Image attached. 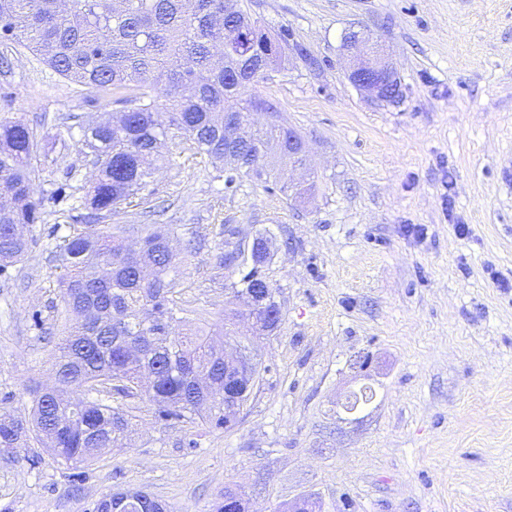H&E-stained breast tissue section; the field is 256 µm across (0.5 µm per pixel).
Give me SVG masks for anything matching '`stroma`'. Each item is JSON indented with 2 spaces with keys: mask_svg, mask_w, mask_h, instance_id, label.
<instances>
[{
  "mask_svg": "<svg viewBox=\"0 0 512 512\" xmlns=\"http://www.w3.org/2000/svg\"><path fill=\"white\" fill-rule=\"evenodd\" d=\"M244 5L288 35L284 63L247 91L303 136L306 169L288 178L313 181V196L226 185L176 142L116 222L130 243L148 224L200 242L182 254L175 289L187 317L211 324L249 270L219 268L218 256L268 237L283 321L242 337L258 354L254 392L229 430L157 421L141 400L131 441L77 480L39 443L0 453V512H94L126 489L168 512H215L228 488L253 512H285L302 495L316 512H512V0ZM360 28L389 52L398 104L348 80L343 37ZM119 109L0 45V119H23L49 153L37 193L71 176L0 277V404L22 419L31 386L52 377L64 324L53 254L87 214L92 175L89 156L57 135L68 115ZM363 387L371 402L346 411Z\"/></svg>",
  "mask_w": 512,
  "mask_h": 512,
  "instance_id": "stroma-1",
  "label": "stroma"
}]
</instances>
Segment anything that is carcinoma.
Listing matches in <instances>:
<instances>
[{
  "instance_id": "cac0c4a2",
  "label": "carcinoma",
  "mask_w": 512,
  "mask_h": 512,
  "mask_svg": "<svg viewBox=\"0 0 512 512\" xmlns=\"http://www.w3.org/2000/svg\"><path fill=\"white\" fill-rule=\"evenodd\" d=\"M38 55L61 77L90 92H106L132 106L79 124L82 149L98 167L83 205L103 219L144 190L152 161L168 141L183 137L207 163L227 168L226 182H268L280 176L269 158L288 161V135L278 117L255 126L247 140L224 143V110L249 117L272 105L243 96L239 81L258 82L283 55L272 36L243 8V0H0V43ZM168 101L165 110L156 98ZM40 147L22 120L0 122V275L18 262L39 223L44 197L36 194ZM179 228L149 225L139 238L151 260L143 272L115 224L75 226L57 245L64 268L58 281L66 323L55 354L54 383L36 386L31 418L0 413V452H14L22 435L35 439L75 469L118 448L133 432L142 395L160 421L224 428V337L248 313L266 334L254 295L277 289L248 273L230 284L224 318L207 327L180 316L171 273ZM103 393L107 400L86 398Z\"/></svg>"
}]
</instances>
